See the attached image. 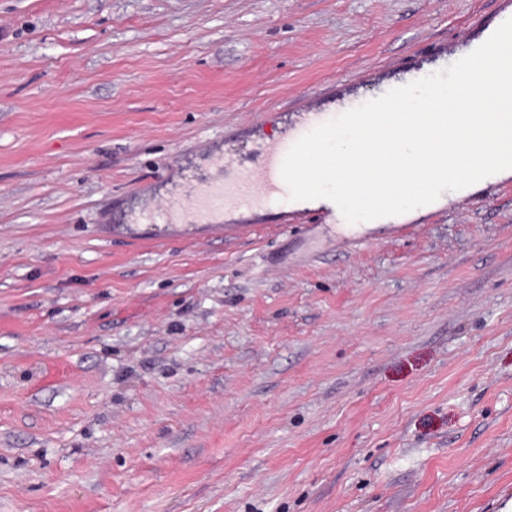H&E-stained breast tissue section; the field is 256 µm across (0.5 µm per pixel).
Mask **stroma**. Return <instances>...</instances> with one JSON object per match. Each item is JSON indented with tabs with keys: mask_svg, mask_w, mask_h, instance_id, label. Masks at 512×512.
Here are the masks:
<instances>
[{
	"mask_svg": "<svg viewBox=\"0 0 512 512\" xmlns=\"http://www.w3.org/2000/svg\"><path fill=\"white\" fill-rule=\"evenodd\" d=\"M503 2L0 0V512H512V179L352 246L116 219Z\"/></svg>",
	"mask_w": 512,
	"mask_h": 512,
	"instance_id": "35a3bbf8",
	"label": "stroma"
}]
</instances>
